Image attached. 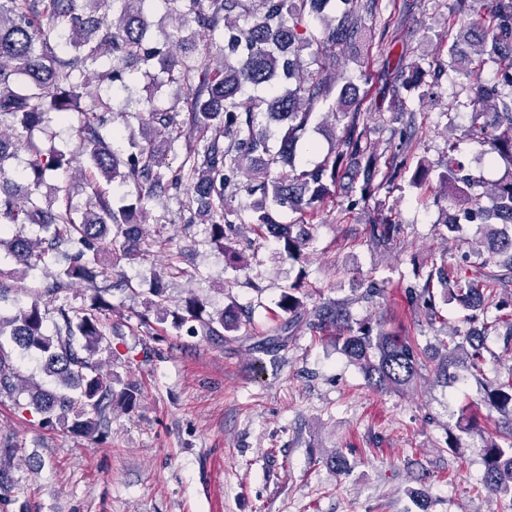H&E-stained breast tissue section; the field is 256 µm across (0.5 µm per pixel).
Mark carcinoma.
<instances>
[{
	"instance_id": "obj_1",
	"label": "carcinoma",
	"mask_w": 512,
	"mask_h": 512,
	"mask_svg": "<svg viewBox=\"0 0 512 512\" xmlns=\"http://www.w3.org/2000/svg\"><path fill=\"white\" fill-rule=\"evenodd\" d=\"M146 2L0 0V127L18 122L24 130L12 138L0 134V251L16 264L13 272L26 274L62 248L72 250L68 265L31 302L11 315L0 312V338L9 337L24 353L38 352L44 375L42 381L24 377L0 342V395L22 388L44 426L62 423L85 437L105 435L114 403L135 406L139 390L128 384L115 392L112 376L94 360L102 347L112 348L110 289H94L91 303L78 308L63 294L78 281L112 276L100 266L105 249L130 262L138 258L150 201L189 190L182 223L205 225L210 241L239 267L248 262L231 240L243 226L262 239L273 238L283 256L299 262L312 241L311 221L318 207L335 197L337 184L349 179L359 185L354 204L368 202L377 175L390 184L405 172L417 139L410 121L390 155L371 149L358 85L322 63L326 53L355 45L365 21L380 17V0H209L207 7L204 0H156L178 21L161 41L153 39ZM476 3L479 8L469 10L468 0H454L448 26L462 24L469 51L455 42L450 55L466 71L483 69L491 55L496 68L487 81L461 85L471 107L463 132L489 144V166L503 164L505 170L488 184L459 162L438 173L439 191L459 207L464 221L482 225L483 238L408 289L410 302L429 324L446 322L434 293L439 286L444 304L458 305L472 325L452 343H442L433 371L445 381L461 369L484 378L486 336L503 329L512 341V235L496 228L512 224V0ZM396 31L387 19L370 27L369 36L382 43L396 39ZM203 36L212 45L227 39L220 47L222 60L198 53ZM306 54L312 57L309 70L300 66ZM153 68L186 88L184 105L161 104L156 88L145 86L141 138L129 136L128 149L117 153L106 143L105 130L126 113L132 76L148 78ZM91 76L104 84L103 92L83 106ZM396 80L412 92L427 84V71L418 62L402 65ZM74 113L79 121L73 136L87 156L81 176L90 194L80 203L67 193L57 208L44 207L40 188L50 174L71 171L77 155L28 134L52 114L67 124ZM330 116L331 149L321 161H311L307 156L316 154L318 145L307 138L308 131L313 125L323 128ZM272 128L278 132L273 146ZM177 147L183 159L173 169L165 152ZM21 148L29 155L22 192L9 186L7 174L9 160ZM116 184L133 187L135 199L116 202ZM241 193L252 202L232 206ZM401 231L391 217H377L370 222L369 241L385 251ZM166 289L158 278L142 323L150 322L153 311L160 322L169 320L193 335L226 336L247 325L234 306L203 318V303L194 295L170 311ZM351 305L334 300L309 310L298 279L278 301L288 318L256 349L283 351L304 326L313 337L334 343L374 389L403 393L415 386L426 367L425 350L400 333L375 330L368 318H354ZM492 308L497 314L490 319ZM484 400L501 413L509 444L498 443L502 432L486 437L484 471L474 491L512 498V368L490 382Z\"/></svg>"
}]
</instances>
